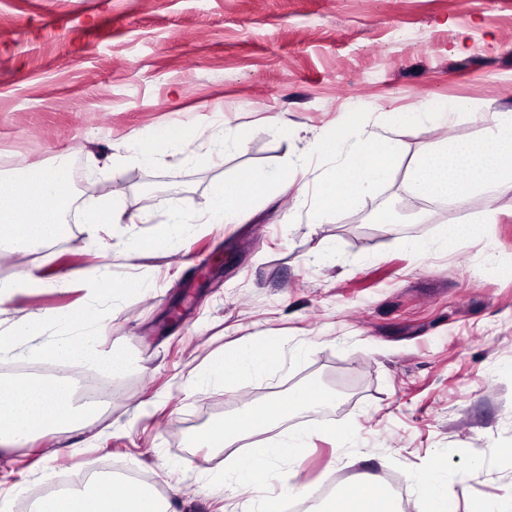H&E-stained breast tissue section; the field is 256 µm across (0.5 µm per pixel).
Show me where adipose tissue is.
<instances>
[{
	"label": "adipose tissue",
	"instance_id": "obj_1",
	"mask_svg": "<svg viewBox=\"0 0 512 512\" xmlns=\"http://www.w3.org/2000/svg\"><path fill=\"white\" fill-rule=\"evenodd\" d=\"M470 109L469 101L459 99L450 101L444 112H433L426 107L393 112L389 122L408 127L427 120L444 128L452 117L468 114ZM321 146L343 155L344 161L335 166L319 189L314 211L318 220L341 207L365 206L373 187L391 176L397 158L396 146L388 145L385 138L375 133L349 139L340 130L335 137L323 139ZM66 169L67 161L61 157L22 177H0V251H24L68 235ZM407 177L416 194L458 203L497 184L512 183V111L492 113L480 138L443 137L416 157ZM280 181V173L252 169L242 175L236 190L215 185L205 223H243L252 215L250 198ZM48 196L58 199L57 207H42V200ZM44 351L62 363L77 360L97 363L111 374L123 373L128 368L122 354L101 353L87 337L58 340L45 346ZM276 362L277 352L267 338L253 337L231 354L210 359L198 371L196 380L201 384L229 386L243 377L268 372ZM327 400L323 392H306L294 401L271 398L243 412L237 426L208 427L195 443L204 448L223 449L242 438L280 429L279 437L267 440L246 460L234 461L226 471L225 484L241 490L246 486L245 473L264 477L277 463H295L301 459L307 433L284 431L280 425L295 414L322 406ZM90 414V408L77 404L73 386L61 380L50 382L37 377L12 387L0 386V451L6 453L27 446L41 434L73 429L78 420ZM83 468L90 474L83 489L48 495L40 502L38 512H176L172 503L162 501L141 482L129 479L113 490L100 479L93 461H84ZM330 512H390V506L380 482L370 478L332 503Z\"/></svg>",
	"mask_w": 512,
	"mask_h": 512
}]
</instances>
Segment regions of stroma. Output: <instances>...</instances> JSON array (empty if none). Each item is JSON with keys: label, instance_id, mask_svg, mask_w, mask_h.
<instances>
[{"label": "stroma", "instance_id": "35a3bbf8", "mask_svg": "<svg viewBox=\"0 0 512 512\" xmlns=\"http://www.w3.org/2000/svg\"><path fill=\"white\" fill-rule=\"evenodd\" d=\"M470 101L473 113L440 131L430 122L387 129L386 115L428 103ZM512 110V0H0V174L20 176L67 155L72 235L10 256L8 273L43 280L81 274L74 257L108 268L95 297L74 288L19 293L0 305V384L22 381L32 341L18 319H42L43 340L68 335L60 309L103 315L87 327L101 351H121L127 372L106 414L0 455V512L91 459L147 472L179 512H251L250 494L224 484L227 451L199 448L206 408L240 397L341 393L343 412L301 413L309 431L298 466L280 464L259 496L283 505L296 485L339 493L393 473L400 512H424L435 469L456 479L446 512H485L512 498V183L458 204L411 193L407 170L442 135L480 136L485 116ZM287 113L288 131L268 119ZM363 131H387L399 154L368 202L390 224L343 207L315 220L311 197L335 166L317 154L347 114ZM223 117L240 147L219 152L201 137ZM171 127L196 138L162 161L131 159ZM249 168L275 169L287 190L257 196L243 224H199L188 250L145 248L169 214L205 213L216 182ZM123 181L127 214L146 188L160 190L149 223L91 226L89 187ZM493 224H481L486 211ZM480 223L455 247L449 221ZM428 244L425 252L409 242ZM220 256L199 285L197 254ZM280 341L267 373L225 387L193 376L244 338ZM154 410L142 414L146 401ZM353 437L339 446L330 431Z\"/></svg>", "mask_w": 512, "mask_h": 512}]
</instances>
